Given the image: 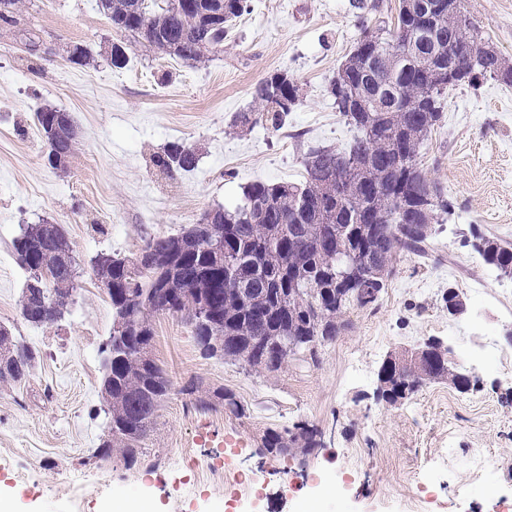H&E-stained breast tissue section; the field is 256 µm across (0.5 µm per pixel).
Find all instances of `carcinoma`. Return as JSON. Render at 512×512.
I'll list each match as a JSON object with an SVG mask.
<instances>
[{
  "instance_id": "carcinoma-1",
  "label": "carcinoma",
  "mask_w": 512,
  "mask_h": 512,
  "mask_svg": "<svg viewBox=\"0 0 512 512\" xmlns=\"http://www.w3.org/2000/svg\"><path fill=\"white\" fill-rule=\"evenodd\" d=\"M22 0H0V20L20 15ZM216 0H98L112 28L129 44H147L158 53L197 62L224 46L226 26L205 27L204 13ZM224 22L248 10V0H221ZM421 20L397 16L389 29L370 31L361 22L359 41L346 57L344 89L334 98L336 110L355 131L344 150L311 148L304 156L302 184L254 182L243 203L232 211L218 208L214 235L219 255L200 250L193 227L177 235L153 237L142 250L149 259L140 266L114 257L93 271L112 305V333L102 345L106 373L101 385L106 433L95 454L133 459L155 425L156 413L170 381L149 356L153 320L160 313H179L191 327L198 346L209 357L244 361L250 368L275 374L289 361L314 365L319 349L341 333V317L352 306L377 303L387 286L397 256H425L431 235L413 224H433L448 212L443 191L418 166L420 147L442 117V99L455 86L492 75L494 61L479 58L473 75L448 74V41L484 40L465 9L435 15L437 42L413 41ZM408 52L410 66L398 70L395 56ZM393 85L401 111L386 107L382 86ZM295 82L279 74L259 82L253 97L257 110L239 116L243 125L258 121L284 125L299 97ZM197 156L174 143L158 159L170 172L190 171ZM350 181L336 188V176ZM69 247L56 224H29L13 242L17 263L30 277L23 290L21 312L35 325L62 317L74 291L76 269L63 261ZM473 248L498 269L512 266V244L483 235ZM47 269L52 287L35 288L34 271ZM6 329L0 328V388L28 380L37 352L21 346L17 361ZM423 382H392L378 398L395 405L417 392ZM195 406L242 418L244 407L229 391L215 390L195 398ZM262 446L270 451L305 454L322 446V432L301 421L269 428Z\"/></svg>"
}]
</instances>
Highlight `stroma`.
Returning a JSON list of instances; mask_svg holds the SVG:
<instances>
[{"label":"stroma","mask_w":512,"mask_h":512,"mask_svg":"<svg viewBox=\"0 0 512 512\" xmlns=\"http://www.w3.org/2000/svg\"><path fill=\"white\" fill-rule=\"evenodd\" d=\"M26 20L0 25V324L38 350L27 382L0 390V498L22 490L24 512H110L120 501L153 512H491L492 493L512 495V280L485 263L469 238L512 242V86L482 79L445 95L442 120L419 155L425 176L451 205L434 225L428 258L397 259L375 307H352L346 328L321 349L320 364L293 360L269 375L204 357L190 327L157 315L151 356L170 391L154 428L129 461L93 458L104 432L100 347L112 306L90 260L108 251L135 258L146 239L181 233L209 211L234 210L256 181L299 183L309 148L349 146L354 131L328 86L359 29L352 0H251L230 22L223 50L197 63L143 45L112 67L117 38L96 0H25ZM498 53L512 64V0H464ZM87 46L93 64L68 59ZM285 73L301 97L282 129L242 127L255 86ZM68 112L77 138L66 170L45 165L34 112ZM174 143L197 154L193 170L154 163ZM62 225L77 260L67 313L41 327L19 300L28 274L13 242L26 225ZM480 281L485 292L472 289ZM457 289L468 312L450 317ZM492 333L496 355L470 364L476 389L428 382L389 406L377 397L387 354L429 338L451 363L461 347ZM235 394L246 410H202L190 381ZM308 422L324 444L310 454H271L266 429ZM230 466L239 485L200 483L198 470ZM321 475L322 484L311 482Z\"/></svg>","instance_id":"1"}]
</instances>
